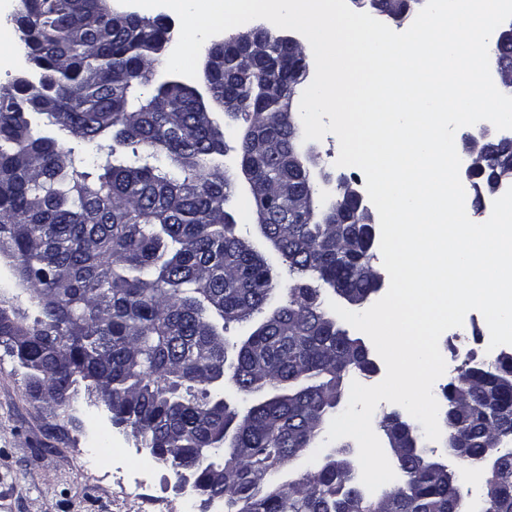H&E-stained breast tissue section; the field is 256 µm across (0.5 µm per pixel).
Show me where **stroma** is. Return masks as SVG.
<instances>
[{
  "label": "stroma",
  "mask_w": 512,
  "mask_h": 512,
  "mask_svg": "<svg viewBox=\"0 0 512 512\" xmlns=\"http://www.w3.org/2000/svg\"><path fill=\"white\" fill-rule=\"evenodd\" d=\"M490 333L481 313L445 331L439 348L448 362L438 378L441 393L471 358H487ZM130 427H117L86 390H78L68 413L28 388L17 360L0 350V512H182L183 493L167 466L157 465L135 489L142 466Z\"/></svg>",
  "instance_id": "1"
}]
</instances>
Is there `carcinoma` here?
<instances>
[{
	"instance_id": "cac0c4a2",
	"label": "carcinoma",
	"mask_w": 512,
	"mask_h": 512,
	"mask_svg": "<svg viewBox=\"0 0 512 512\" xmlns=\"http://www.w3.org/2000/svg\"><path fill=\"white\" fill-rule=\"evenodd\" d=\"M416 0H371L402 20ZM20 49L38 78L0 85V256L9 260L37 311L26 322L0 294V347L25 369L30 388L72 407L84 382L112 414L150 444L151 454L197 484L201 503L219 496L224 512H467L459 481L491 462L478 512H512V353L470 359L457 380L464 398L442 421L451 461L395 448L403 484L376 500L362 491L346 446L318 442L351 374L370 370L361 338L338 329L322 287L375 291L362 212L331 205L297 224L288 204L258 225L265 249L234 232L225 210L224 130L175 74L141 99L137 86L162 64L165 18H127L105 0H20ZM281 60L270 88L265 57L239 59L227 43L204 78L206 97H235L245 123L238 153L255 173L256 197L285 182L307 189L295 164L299 129L280 116L279 94L297 95L308 55L275 44ZM512 64V37L495 42ZM107 149L96 172H78L57 135ZM512 155V137L491 144L486 169ZM298 280L273 293L271 257ZM260 318L229 341L232 324ZM250 405L224 400V375ZM405 419L384 414L386 438ZM314 459L297 478L279 473Z\"/></svg>"
}]
</instances>
